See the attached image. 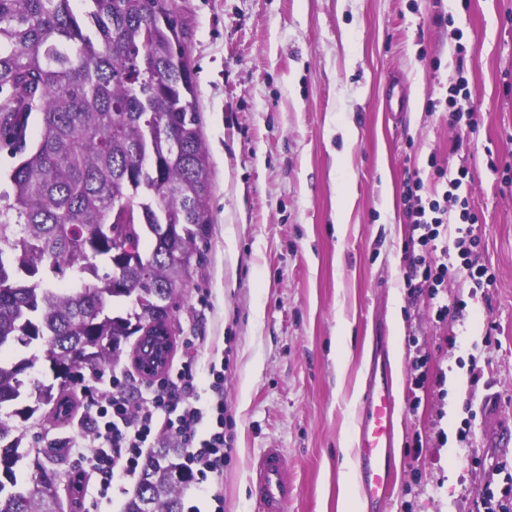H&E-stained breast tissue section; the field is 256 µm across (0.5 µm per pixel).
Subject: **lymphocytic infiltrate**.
Masks as SVG:
<instances>
[{"label":"lymphocytic infiltrate","instance_id":"f902f5d3","mask_svg":"<svg viewBox=\"0 0 512 512\" xmlns=\"http://www.w3.org/2000/svg\"><path fill=\"white\" fill-rule=\"evenodd\" d=\"M444 186L441 197L422 199L407 188L403 201L405 216L430 251L451 244L467 259L477 245L472 225L477 217L459 191L463 176L439 173ZM460 205L458 226L448 220V204ZM405 285L411 293L438 296L453 275L447 262L408 255ZM203 337L184 340L185 355L160 379L148 386L137 385L127 373L108 370L83 389L82 414L87 421L93 452L89 470L100 478L101 497H110L116 478H134L146 449L168 441L182 448L184 461L213 508L224 512V462L231 437L224 430V373L229 357H202Z\"/></svg>","mask_w":512,"mask_h":512}]
</instances>
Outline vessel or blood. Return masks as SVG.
I'll use <instances>...</instances> for the list:
<instances>
[{
    "label": "vessel or blood",
    "mask_w": 512,
    "mask_h": 512,
    "mask_svg": "<svg viewBox=\"0 0 512 512\" xmlns=\"http://www.w3.org/2000/svg\"><path fill=\"white\" fill-rule=\"evenodd\" d=\"M393 376L384 343H377L369 377L357 412L354 450L359 495L371 512H382L394 474ZM250 491L261 512H283L293 495L288 468L280 449H265L251 479Z\"/></svg>",
    "instance_id": "vessel-or-blood-1"
}]
</instances>
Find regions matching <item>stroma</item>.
<instances>
[{"instance_id":"1","label":"stroma","mask_w":512,"mask_h":512,"mask_svg":"<svg viewBox=\"0 0 512 512\" xmlns=\"http://www.w3.org/2000/svg\"><path fill=\"white\" fill-rule=\"evenodd\" d=\"M189 36L210 157L213 224L206 261L173 312L184 337L228 353L224 512H258L249 469L280 449L294 494L284 512H338L343 448L375 336L391 355L396 473L384 512H485L486 490L512 485V0H175ZM470 123L445 100L459 80ZM467 170L478 217L475 257L442 297L445 320L404 285L411 175ZM349 212L336 224L337 206ZM208 295L209 307L198 298ZM425 368H417L418 358ZM424 385H416L419 375ZM494 395L497 415L482 408ZM68 419L49 414L35 446L63 488L84 467L79 387ZM73 512L97 494L74 488Z\"/></svg>"}]
</instances>
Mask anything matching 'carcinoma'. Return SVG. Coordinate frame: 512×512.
Masks as SVG:
<instances>
[{
  "mask_svg": "<svg viewBox=\"0 0 512 512\" xmlns=\"http://www.w3.org/2000/svg\"><path fill=\"white\" fill-rule=\"evenodd\" d=\"M0 0V512H60L28 421L171 322L205 262L210 163L175 0ZM39 122L36 138L30 124ZM59 385L23 376L40 363ZM33 456L32 476L15 467ZM177 448L146 461L124 512H183Z\"/></svg>",
  "mask_w": 512,
  "mask_h": 512,
  "instance_id": "1",
  "label": "carcinoma"
}]
</instances>
